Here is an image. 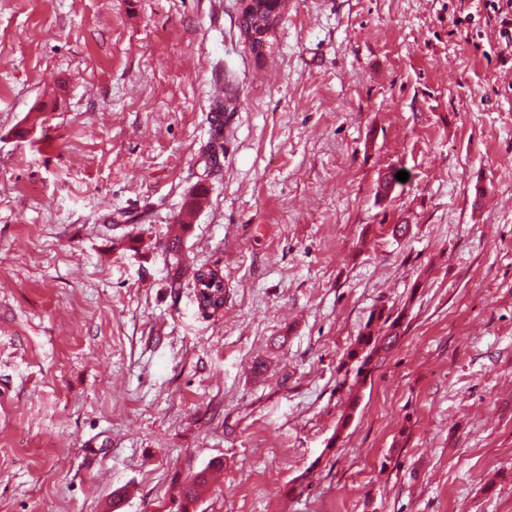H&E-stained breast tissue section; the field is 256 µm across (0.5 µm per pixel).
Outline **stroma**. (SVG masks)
Listing matches in <instances>:
<instances>
[{"label":"stroma","mask_w":512,"mask_h":512,"mask_svg":"<svg viewBox=\"0 0 512 512\" xmlns=\"http://www.w3.org/2000/svg\"><path fill=\"white\" fill-rule=\"evenodd\" d=\"M243 8L0 0V512H176L217 460L196 512H512L488 0H284L260 57ZM193 279L196 288L198 308L204 312L211 310L217 312L224 306V278L209 272L206 274L202 268L194 271ZM402 316L403 311H400L393 317L392 308L385 307H377L371 312L364 329L360 331L346 353L349 360H355L352 365L353 369L356 368V378L370 370L374 357L396 340L397 329L402 325ZM384 327L385 331L382 334ZM386 339L388 342L385 345ZM208 468L201 470L199 473L194 474V476H192L189 479L188 484L182 486L179 492V506L177 507V512H190L189 505L193 504V502L197 498L196 488L204 486L205 484L208 483Z\"/></svg>","instance_id":"obj_1"}]
</instances>
